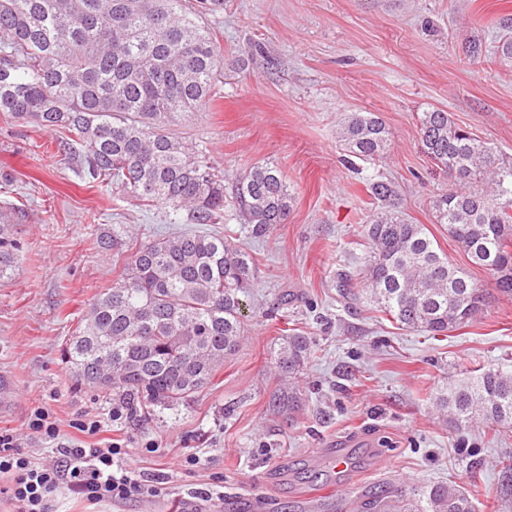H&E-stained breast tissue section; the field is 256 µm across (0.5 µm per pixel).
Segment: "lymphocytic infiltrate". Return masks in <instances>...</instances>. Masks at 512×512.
I'll use <instances>...</instances> for the list:
<instances>
[{
	"label": "lymphocytic infiltrate",
	"mask_w": 512,
	"mask_h": 512,
	"mask_svg": "<svg viewBox=\"0 0 512 512\" xmlns=\"http://www.w3.org/2000/svg\"><path fill=\"white\" fill-rule=\"evenodd\" d=\"M33 437L49 444L52 463L32 461L22 452L16 436L0 430V499L14 512H51L60 490L90 502H127L164 493L163 482L132 466L121 443L100 439V420L87 417L76 428L84 436L76 441L61 436L48 409L34 410L27 422Z\"/></svg>",
	"instance_id": "lymphocytic-infiltrate-1"
}]
</instances>
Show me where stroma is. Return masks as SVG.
<instances>
[{"mask_svg":"<svg viewBox=\"0 0 512 512\" xmlns=\"http://www.w3.org/2000/svg\"><path fill=\"white\" fill-rule=\"evenodd\" d=\"M510 15L512 0H224L207 16L221 53L219 95L168 130L205 155L228 194L252 165L276 164L294 191L291 213L250 244L257 266L245 337L212 385L177 410L105 427L136 468L168 482L169 495L113 504L64 490L55 512H182L204 489L219 495L210 512H366L367 496L411 499L433 484L477 488L478 512H495L512 429L454 430L433 399L480 367L512 374V297L435 223L431 202L448 177L421 145L419 117L444 109L512 156V61L493 52ZM254 43L266 58L243 64ZM473 44L482 48L475 58ZM349 112L381 117L391 133L385 158L344 165L336 132ZM58 137L0 113V212L22 244L0 278V377L11 386L0 427L37 462L52 452L25 428L32 408L50 407L73 437L75 421L106 419L114 406L111 395L76 390L61 357L116 276L99 235L116 224L146 240L189 227L170 224L168 205L89 182L78 155L58 153ZM373 178L392 182L406 218L429 227L450 263L469 267L484 306L467 326L434 338L399 329L368 302H338L337 270L353 291L363 288ZM285 290L293 299L283 306ZM289 323L311 341L292 377L274 363ZM289 389L301 394L291 412L276 404ZM345 438L354 445L340 469L333 458ZM190 455L197 465L182 467Z\"/></svg>","mask_w":512,"mask_h":512,"instance_id":"obj_1","label":"stroma"}]
</instances>
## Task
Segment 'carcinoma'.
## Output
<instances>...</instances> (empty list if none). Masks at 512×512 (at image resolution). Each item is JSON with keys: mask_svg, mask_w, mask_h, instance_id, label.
<instances>
[{"mask_svg": "<svg viewBox=\"0 0 512 512\" xmlns=\"http://www.w3.org/2000/svg\"><path fill=\"white\" fill-rule=\"evenodd\" d=\"M0 0V112L63 129L79 150L83 173L142 202L187 211L194 224L224 218V177L188 144L166 132L177 112L203 110L215 96L219 47L201 19L224 0ZM498 53L512 59V17L500 21ZM421 143L457 186L432 200L435 223L448 226L469 261L495 275L512 295V158L458 126L449 113L421 114ZM339 138L348 158L380 160L390 132L371 112H351ZM383 206L364 226L365 294L401 326L434 336L474 320L484 302L468 272L448 262L423 224L397 210L382 179L369 184ZM235 216L253 237L284 223L293 200L272 162L241 173ZM225 234L192 232L136 243L119 275L90 304L68 339L72 384L109 393L131 412L172 409L194 397L240 348L254 261ZM20 242L0 224V278ZM308 338L285 329L277 366L293 374L309 355ZM452 425L485 421L512 427V376L485 369L442 394ZM465 487L429 486L414 512H476Z\"/></svg>", "mask_w": 512, "mask_h": 512, "instance_id": "cac0c4a2", "label": "carcinoma"}]
</instances>
